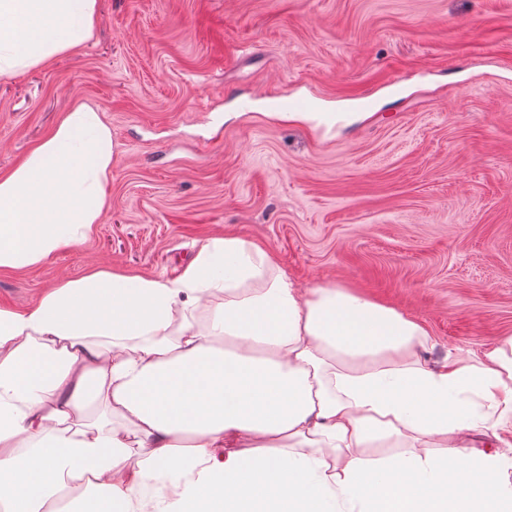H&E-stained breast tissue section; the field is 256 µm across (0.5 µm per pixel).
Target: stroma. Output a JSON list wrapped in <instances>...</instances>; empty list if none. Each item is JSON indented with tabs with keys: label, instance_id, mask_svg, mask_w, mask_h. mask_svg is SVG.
Returning a JSON list of instances; mask_svg holds the SVG:
<instances>
[{
	"label": "stroma",
	"instance_id": "stroma-1",
	"mask_svg": "<svg viewBox=\"0 0 512 512\" xmlns=\"http://www.w3.org/2000/svg\"><path fill=\"white\" fill-rule=\"evenodd\" d=\"M302 96L369 118L275 115ZM112 129L88 240L0 273V306L99 268L174 279L198 243L260 244L422 321V358L512 334V0H99L97 36L0 80V174L73 103Z\"/></svg>",
	"mask_w": 512,
	"mask_h": 512
}]
</instances>
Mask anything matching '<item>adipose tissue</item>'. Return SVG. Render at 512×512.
Wrapping results in <instances>:
<instances>
[{
	"instance_id": "adipose-tissue-1",
	"label": "adipose tissue",
	"mask_w": 512,
	"mask_h": 512,
	"mask_svg": "<svg viewBox=\"0 0 512 512\" xmlns=\"http://www.w3.org/2000/svg\"><path fill=\"white\" fill-rule=\"evenodd\" d=\"M96 23L97 0H0V78L82 49ZM113 155L79 102L0 175V271L91 235ZM431 342L342 285L297 287L234 236L174 280L60 281L0 307V512H156L159 495L167 512H512V336L427 367ZM487 427L501 452L461 455Z\"/></svg>"
}]
</instances>
